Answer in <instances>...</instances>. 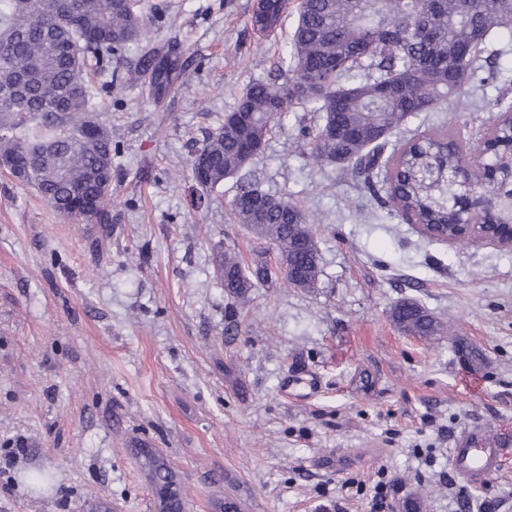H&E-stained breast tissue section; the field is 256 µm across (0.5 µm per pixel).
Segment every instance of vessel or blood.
I'll return each mask as SVG.
<instances>
[{"instance_id": "vessel-or-blood-1", "label": "vessel or blood", "mask_w": 512, "mask_h": 512, "mask_svg": "<svg viewBox=\"0 0 512 512\" xmlns=\"http://www.w3.org/2000/svg\"><path fill=\"white\" fill-rule=\"evenodd\" d=\"M508 450L501 440L482 430H472L457 447L448 452L450 467L464 483L473 485L489 480L499 469Z\"/></svg>"}]
</instances>
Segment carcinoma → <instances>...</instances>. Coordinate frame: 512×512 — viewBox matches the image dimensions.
<instances>
[{
  "label": "carcinoma",
  "mask_w": 512,
  "mask_h": 512,
  "mask_svg": "<svg viewBox=\"0 0 512 512\" xmlns=\"http://www.w3.org/2000/svg\"><path fill=\"white\" fill-rule=\"evenodd\" d=\"M289 5L265 0L252 10L251 28L272 35ZM296 15L281 60L292 81L249 84L190 160L202 187L239 178L232 214L277 252L288 283L313 288L321 274L310 217L298 203L261 190L247 168L294 101L319 114L309 137L316 161L355 164L375 194L373 170L389 167L383 205L450 236L462 222L456 205L466 185L448 180V172L470 159V140L479 137L493 190L502 196L492 219L512 221V122L505 119L512 113V78L500 67L512 51V0H299ZM151 26L141 0H0V161L63 216L90 223L112 196V132L102 119L104 102L87 84L89 72L142 42V73L153 99L183 75L173 52L151 47ZM480 70L496 90L488 124L438 130L384 156L410 117L448 103ZM215 273L224 293L243 304L272 271L264 250L246 266L218 245ZM391 316L412 336L444 331L413 301L396 304ZM137 454L160 490V512H182L170 491V466L153 448Z\"/></svg>",
  "instance_id": "obj_1"
}]
</instances>
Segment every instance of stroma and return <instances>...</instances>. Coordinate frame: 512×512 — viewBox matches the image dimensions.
Wrapping results in <instances>:
<instances>
[{
	"mask_svg": "<svg viewBox=\"0 0 512 512\" xmlns=\"http://www.w3.org/2000/svg\"><path fill=\"white\" fill-rule=\"evenodd\" d=\"M154 44L187 80L153 100L142 52L104 62L116 151L100 228L57 213L0 172V512H157L131 448L158 449L184 512H512V456L479 486L448 450L484 429L512 448V249L423 235L370 196L351 165L303 147L318 117L293 105L253 163L262 190L298 202L321 252L316 288L281 275L232 307L212 246L243 262L259 244L236 223L234 179L203 191L193 153L243 89L277 71L295 21L258 39L253 0H166ZM475 95L408 120L397 137L461 121ZM404 298L447 322L436 340L391 321ZM314 374V392L284 394ZM51 474L44 486L27 475Z\"/></svg>",
	"mask_w": 512,
	"mask_h": 512,
	"instance_id": "stroma-1",
	"label": "stroma"
}]
</instances>
